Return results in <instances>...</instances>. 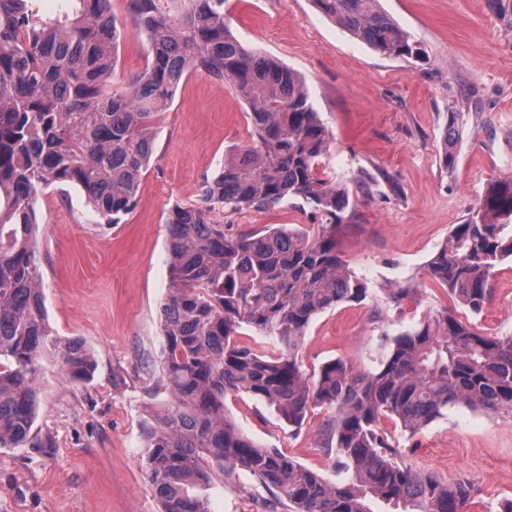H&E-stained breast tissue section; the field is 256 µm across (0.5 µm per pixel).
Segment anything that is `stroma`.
I'll return each instance as SVG.
<instances>
[{
    "label": "stroma",
    "instance_id": "35a3bbf8",
    "mask_svg": "<svg viewBox=\"0 0 512 512\" xmlns=\"http://www.w3.org/2000/svg\"><path fill=\"white\" fill-rule=\"evenodd\" d=\"M112 0L123 35L114 84L143 70L147 42L127 7ZM381 9L422 50L382 55L321 14L313 0H227L230 29L247 48L278 60L303 80L329 132L323 167L358 190L336 238L343 259L370 287L414 279L403 310L375 312L373 299L345 303L310 323L299 356L306 372L341 358L371 364L382 332L396 333L430 313H469L424 274L426 262L463 223L490 180L512 177V25L490 0H380ZM248 106L229 84L190 73L155 124L154 152L134 208L100 223L80 188L39 190L38 250L54 333L81 340L95 369L71 381L41 360L31 441L0 448V512H161L146 472L147 432L170 401L161 371L162 307L171 284L166 218L201 205V189L225 156L248 144ZM457 113L456 162L441 161L449 113ZM226 233L293 224L318 232L319 219L287 201L218 211ZM477 323L512 336V263L492 279ZM237 427L329 482L345 480L322 446L335 408L319 407L292 430L265 402L226 399ZM404 461L470 483L465 512H496L512 498V413L450 409L421 433H395ZM210 512H273L271 492L248 474L237 483L213 473L197 488Z\"/></svg>",
    "mask_w": 512,
    "mask_h": 512
}]
</instances>
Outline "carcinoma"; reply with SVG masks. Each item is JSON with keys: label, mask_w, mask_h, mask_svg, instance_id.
<instances>
[{"label": "carcinoma", "mask_w": 512, "mask_h": 512, "mask_svg": "<svg viewBox=\"0 0 512 512\" xmlns=\"http://www.w3.org/2000/svg\"><path fill=\"white\" fill-rule=\"evenodd\" d=\"M319 11L388 57H421L411 35L378 0H314ZM148 45L145 68L112 87L120 38L111 0H70L44 14L37 0H0V448L30 437L36 371L60 361L73 381L94 370L89 349L53 334L37 259L39 189L80 187L106 224L120 223L140 193L155 120L188 73L231 84L249 107L251 144L224 159L202 188L203 207L167 216L171 288L163 308L162 370L171 396L147 436V475L162 512H209L192 489L217 468L243 471L275 491L289 512H463L472 497L450 482L398 461L382 420L419 433L466 407L512 412V336H490L445 310L375 342L368 369L343 359L311 376L299 351L318 314L374 294L401 307L408 281L373 290L350 269L336 227L354 204L348 182L319 166L327 130L300 78L232 34L224 0H129ZM450 114L442 162L456 161ZM299 200L321 218L315 237L285 224L228 235L216 210L266 209ZM512 260V177L490 183L478 207L427 262L425 276L479 317L497 268ZM248 326L269 340L268 355L234 339ZM246 393L303 425L318 406L336 408L325 452L347 472L331 483L276 448L244 436L225 397Z\"/></svg>", "instance_id": "obj_1"}]
</instances>
